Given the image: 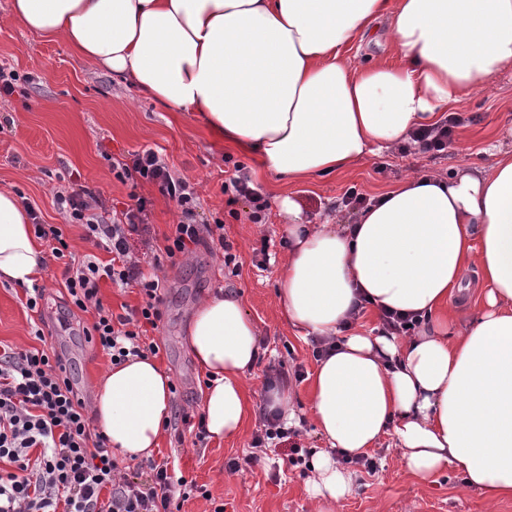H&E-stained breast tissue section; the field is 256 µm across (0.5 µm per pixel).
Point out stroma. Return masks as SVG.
Instances as JSON below:
<instances>
[{
    "label": "stroma",
    "mask_w": 512,
    "mask_h": 512,
    "mask_svg": "<svg viewBox=\"0 0 512 512\" xmlns=\"http://www.w3.org/2000/svg\"><path fill=\"white\" fill-rule=\"evenodd\" d=\"M11 0H0V68L28 76L24 92L0 98V189L20 192L36 209L41 223L61 224L65 218L54 203L56 191L80 172L83 185L100 194L108 212H119L132 195L150 202L151 233L161 237L182 213L157 187L118 180L110 158L144 149L158 150L171 171L194 188L199 224L222 221L224 238L238 262L237 273L224 266L218 244L193 249L190 258L160 266L166 286L163 318L152 336L160 345L158 361L169 370L177 388L172 412L201 414L203 379L186 341L194 304L217 289L240 293L246 311L257 323L266 353L245 378L249 404L241 435L221 442L198 440L193 426L176 423L165 428L154 461L170 459L177 474L196 482L208 497L191 496L180 512H311L309 471L290 467L284 449L269 448L268 461L249 465L251 442L261 426L264 387L275 369L304 365L313 371L317 360L312 342L288 327L278 307L276 289L288 254L286 218L277 199L290 196L305 219L332 218L342 223L350 215L340 203L345 193L371 198L409 173H449L465 164L490 162L494 145L511 146L502 130L512 126V72L502 73L492 89L458 105L461 124L447 151L392 150L371 158L359 169L314 183L278 182L259 173L251 158L232 154L218 161L225 148L194 119L172 112L145 97L133 84L86 64L63 38H47L10 21ZM251 171V180L269 202L263 223H253L245 200L230 202L224 183L235 165ZM269 263H262L263 254ZM44 298L37 311L24 306L23 288L0 284V342L19 348L34 346L42 330L48 352L62 354L84 399L109 367L110 359L86 331L89 313L70 315L58 264H49L41 281ZM377 466L357 467L354 490L338 512H512V498L489 503L487 495L467 487L460 473L450 471L429 483L407 471L392 440L373 454ZM239 463L232 471L231 463Z\"/></svg>",
    "instance_id": "35a3bbf8"
}]
</instances>
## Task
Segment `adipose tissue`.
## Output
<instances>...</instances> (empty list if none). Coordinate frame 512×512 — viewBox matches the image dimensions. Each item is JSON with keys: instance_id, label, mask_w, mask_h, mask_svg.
Wrapping results in <instances>:
<instances>
[{"instance_id": "adipose-tissue-1", "label": "adipose tissue", "mask_w": 512, "mask_h": 512, "mask_svg": "<svg viewBox=\"0 0 512 512\" xmlns=\"http://www.w3.org/2000/svg\"><path fill=\"white\" fill-rule=\"evenodd\" d=\"M10 18L62 36L291 183L362 166L512 71V0H12ZM382 22L399 64H355L351 46ZM278 205V305L325 347L309 385L326 442L311 456L314 512H336L354 489L339 456L368 455L387 436L420 481L453 470L490 500L512 497V150L406 175L348 224H305L292 198ZM47 261L21 198L0 190V284L32 286ZM364 307L417 325L364 331ZM186 339L209 378V437H238L243 381L264 356L240 295L199 300ZM172 384L151 356L109 367L91 408L113 451L152 456Z\"/></svg>"}]
</instances>
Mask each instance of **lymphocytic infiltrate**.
Listing matches in <instances>:
<instances>
[{
    "label": "lymphocytic infiltrate",
    "mask_w": 512,
    "mask_h": 512,
    "mask_svg": "<svg viewBox=\"0 0 512 512\" xmlns=\"http://www.w3.org/2000/svg\"><path fill=\"white\" fill-rule=\"evenodd\" d=\"M112 169L119 180L157 185L160 193L181 209L182 219L164 238L163 253L175 258L203 241V228L193 223L196 204L186 179L173 176L158 152L147 149L129 159H116ZM55 203L69 223L84 227L97 250L110 255L103 263L95 254L76 259L64 231L54 224L34 223V234L45 240L54 260L63 265L62 277L70 303L94 311L88 335L100 345L111 364L128 357L158 354L156 342L145 341L146 327L162 319L164 284L145 269L131 250L134 237L149 233L147 198L112 219L95 191L71 175L70 189L57 193ZM135 285L140 307L123 314L105 308L99 296L101 281ZM262 429L253 447L276 440L288 447V463L305 464L309 449L293 442L291 430L275 415L262 412ZM142 480L122 473L105 435L92 424L84 399L62 357L46 350H19L0 344V512H173L196 484L171 474L168 463H150Z\"/></svg>",
    "instance_id": "f902f5d3"
}]
</instances>
